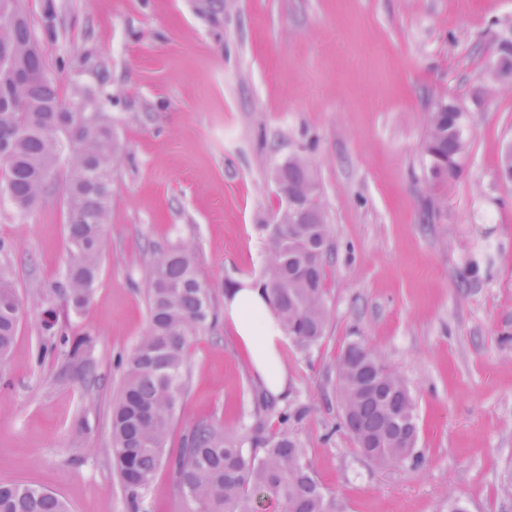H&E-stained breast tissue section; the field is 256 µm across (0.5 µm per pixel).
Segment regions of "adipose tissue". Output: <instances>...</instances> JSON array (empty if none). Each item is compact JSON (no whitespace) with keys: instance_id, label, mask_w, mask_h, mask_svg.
<instances>
[{"instance_id":"obj_1","label":"adipose tissue","mask_w":512,"mask_h":512,"mask_svg":"<svg viewBox=\"0 0 512 512\" xmlns=\"http://www.w3.org/2000/svg\"><path fill=\"white\" fill-rule=\"evenodd\" d=\"M224 316L264 387L275 395L288 389V372L278 350L285 333L259 285L245 281L224 296Z\"/></svg>"}]
</instances>
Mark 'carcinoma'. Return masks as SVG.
Masks as SVG:
<instances>
[{
	"mask_svg": "<svg viewBox=\"0 0 512 512\" xmlns=\"http://www.w3.org/2000/svg\"><path fill=\"white\" fill-rule=\"evenodd\" d=\"M31 23L20 0H0V163L5 195L22 215L44 195L60 161H66L67 234L71 260L66 276L46 296L66 311L88 302L100 271L103 226L108 223L112 168L118 144L105 115L93 126L76 105L88 97L77 89L57 93ZM445 98L432 107L424 151L431 173L445 179L461 171L467 149V115ZM283 182L306 189L316 214L318 187L305 158L279 165ZM329 222L305 215L296 224H273L267 236V271L260 283L298 350L310 351L323 338L328 310L324 266L330 252ZM148 329L127 358L119 359L124 382L112 403V460L140 508L141 493L155 479L167 454L176 408L186 390L189 339L214 316L212 287L201 276L196 248L183 242L154 251L146 270ZM24 305L9 275L0 269V359L14 343ZM82 343L59 334L60 348L73 360ZM336 394L346 430L359 452L377 461L416 463L419 429L416 405L401 376L361 343L348 345L336 362ZM181 493L196 512H257L264 499L283 512H342L312 474L306 452L287 433L247 450L212 423L196 424L174 459ZM0 512H70L56 494L22 483H0Z\"/></svg>",
	"mask_w": 512,
	"mask_h": 512,
	"instance_id": "cac0c4a2",
	"label": "carcinoma"
}]
</instances>
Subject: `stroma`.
Returning <instances> with one entry per match:
<instances>
[{
  "instance_id": "obj_1",
  "label": "stroma",
  "mask_w": 512,
  "mask_h": 512,
  "mask_svg": "<svg viewBox=\"0 0 512 512\" xmlns=\"http://www.w3.org/2000/svg\"><path fill=\"white\" fill-rule=\"evenodd\" d=\"M62 96L83 88L112 117L119 150L104 252L88 303L50 350L47 287L69 263L56 175L27 217L0 206V265L26 305L0 363V482L48 488L73 512H130L112 465L110 412L148 327L154 250L191 242L216 313L227 288L261 282L274 168L305 155L329 216L328 326L307 353L285 341L276 410L224 320L192 336L168 447L199 422L246 441L297 437L345 512H512V84L474 89L512 0H23ZM468 114L451 180L423 143L441 98ZM366 344L416 403L419 465L359 453L341 428L336 362ZM301 409L282 424L284 408ZM141 512H194L169 466Z\"/></svg>"
}]
</instances>
